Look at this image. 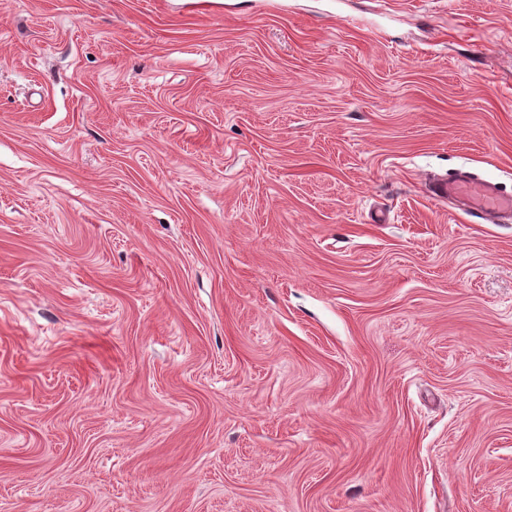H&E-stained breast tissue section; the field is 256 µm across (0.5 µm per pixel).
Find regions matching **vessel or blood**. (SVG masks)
<instances>
[{"label": "vessel or blood", "mask_w": 512, "mask_h": 512, "mask_svg": "<svg viewBox=\"0 0 512 512\" xmlns=\"http://www.w3.org/2000/svg\"><path fill=\"white\" fill-rule=\"evenodd\" d=\"M426 193L434 200L458 205L461 212L485 220L512 214L511 194L501 192L490 181L469 175L429 181Z\"/></svg>", "instance_id": "b4317fda"}]
</instances>
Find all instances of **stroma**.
Returning a JSON list of instances; mask_svg holds the SVG:
<instances>
[{"instance_id":"obj_1","label":"stroma","mask_w":512,"mask_h":512,"mask_svg":"<svg viewBox=\"0 0 512 512\" xmlns=\"http://www.w3.org/2000/svg\"><path fill=\"white\" fill-rule=\"evenodd\" d=\"M512 0H0V512H512ZM426 194L436 201L459 203V211L485 220L501 214H512L511 194L501 192L490 181L469 175L452 180H431L426 183Z\"/></svg>"}]
</instances>
